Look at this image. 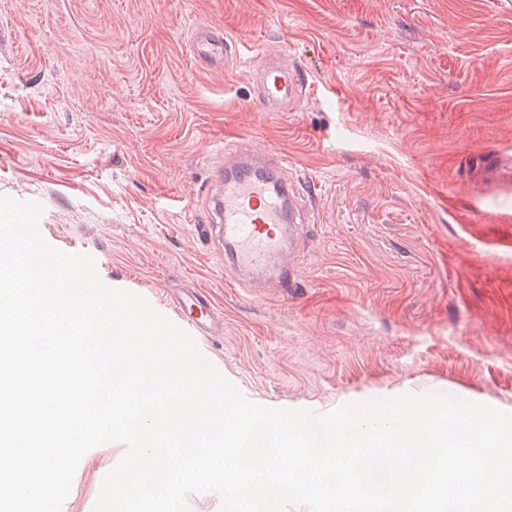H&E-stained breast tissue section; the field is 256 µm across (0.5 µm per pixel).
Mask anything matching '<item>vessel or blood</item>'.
<instances>
[{
    "mask_svg": "<svg viewBox=\"0 0 512 512\" xmlns=\"http://www.w3.org/2000/svg\"><path fill=\"white\" fill-rule=\"evenodd\" d=\"M190 51L197 65L222 68L236 46L223 29L203 26L195 30ZM261 58L253 77L256 98L265 111H287L306 95L307 83L278 56L265 51ZM211 183L205 221L195 230L223 257L229 282L247 288L268 279L279 295L295 292L300 270L286 252L302 241L311 203L298 192L291 163L274 151L241 146L214 169ZM178 310L187 328L204 330L212 323L209 305L196 295L181 299Z\"/></svg>",
    "mask_w": 512,
    "mask_h": 512,
    "instance_id": "obj_1",
    "label": "vessel or blood"
}]
</instances>
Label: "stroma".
<instances>
[{
  "label": "stroma",
  "mask_w": 512,
  "mask_h": 512,
  "mask_svg": "<svg viewBox=\"0 0 512 512\" xmlns=\"http://www.w3.org/2000/svg\"><path fill=\"white\" fill-rule=\"evenodd\" d=\"M202 24L236 42L226 69L194 64ZM256 46L310 96L262 111ZM244 143L314 202L288 296L226 282L194 229ZM0 195L169 319L204 293L197 345L254 403L444 391L512 413V0H0ZM123 455L88 451L62 512H92Z\"/></svg>",
  "instance_id": "1"
}]
</instances>
